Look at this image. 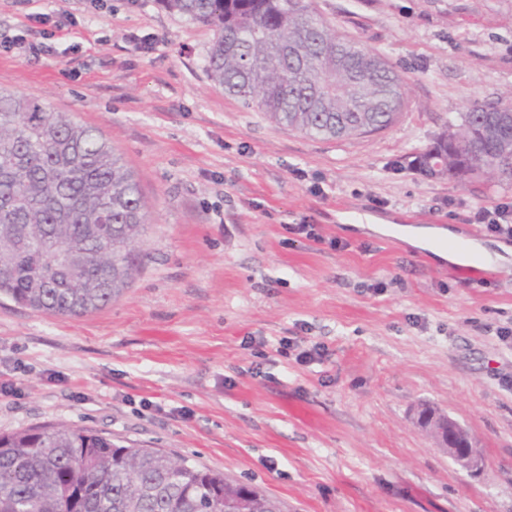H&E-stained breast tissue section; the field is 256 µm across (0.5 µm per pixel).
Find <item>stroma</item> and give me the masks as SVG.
<instances>
[{"instance_id":"stroma-1","label":"stroma","mask_w":512,"mask_h":512,"mask_svg":"<svg viewBox=\"0 0 512 512\" xmlns=\"http://www.w3.org/2000/svg\"><path fill=\"white\" fill-rule=\"evenodd\" d=\"M313 5L407 79L390 128L324 140L244 107L206 74L212 30L160 0H0V43L25 46L0 52V89L95 127L151 219L140 272L105 308L0 298V433L90 427L289 512H512V343L496 333L512 325V257L478 273L362 226L445 227L496 250L458 215L512 203V183L429 178L412 160L512 90V0ZM35 13L72 25L48 40ZM317 344L323 358L300 362ZM425 403L468 430L479 474L416 425Z\"/></svg>"}]
</instances>
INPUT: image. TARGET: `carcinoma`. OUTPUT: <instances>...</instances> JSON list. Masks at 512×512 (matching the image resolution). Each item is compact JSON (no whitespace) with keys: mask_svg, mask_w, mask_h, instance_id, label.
Wrapping results in <instances>:
<instances>
[{"mask_svg":"<svg viewBox=\"0 0 512 512\" xmlns=\"http://www.w3.org/2000/svg\"><path fill=\"white\" fill-rule=\"evenodd\" d=\"M216 37L206 70L224 93L321 139L392 126L406 82L317 15L311 0H161ZM420 172L466 185L512 181V110L475 102L419 154ZM147 206L100 132L39 97L0 91V296L82 317L139 273ZM71 259L57 268L56 256ZM0 512H286L282 502L158 448L64 424L0 434Z\"/></svg>","mask_w":512,"mask_h":512,"instance_id":"obj_1","label":"carcinoma"}]
</instances>
